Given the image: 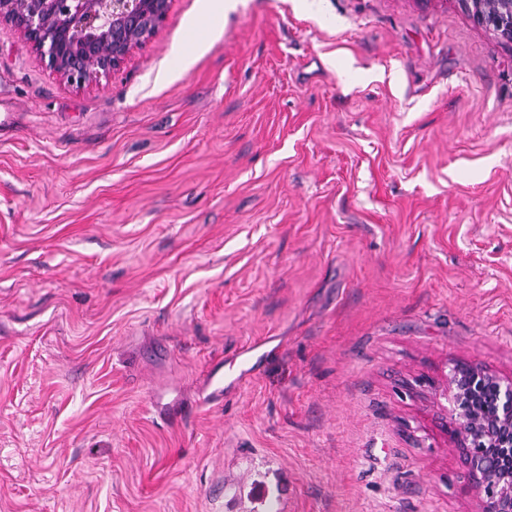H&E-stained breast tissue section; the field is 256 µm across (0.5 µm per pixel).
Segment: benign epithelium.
I'll return each mask as SVG.
<instances>
[{
    "mask_svg": "<svg viewBox=\"0 0 512 512\" xmlns=\"http://www.w3.org/2000/svg\"><path fill=\"white\" fill-rule=\"evenodd\" d=\"M172 0H0L63 82L97 85L166 19ZM474 23L512 44V0H460ZM454 448L468 466L477 512H512V376L458 363L447 386Z\"/></svg>",
    "mask_w": 512,
    "mask_h": 512,
    "instance_id": "benign-epithelium-1",
    "label": "benign epithelium"
}]
</instances>
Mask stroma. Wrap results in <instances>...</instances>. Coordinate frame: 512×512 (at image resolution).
<instances>
[{
  "label": "stroma",
  "mask_w": 512,
  "mask_h": 512,
  "mask_svg": "<svg viewBox=\"0 0 512 512\" xmlns=\"http://www.w3.org/2000/svg\"><path fill=\"white\" fill-rule=\"evenodd\" d=\"M210 2L79 88L0 26V512H476L445 386L512 375V46Z\"/></svg>",
  "instance_id": "stroma-1"
}]
</instances>
